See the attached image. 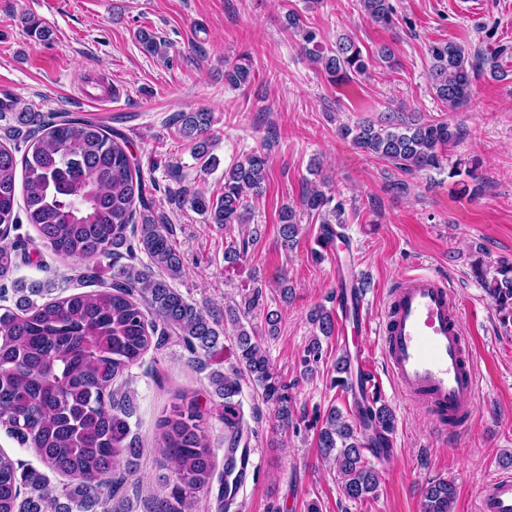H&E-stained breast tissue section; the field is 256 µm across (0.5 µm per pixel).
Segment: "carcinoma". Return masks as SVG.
<instances>
[{"label":"carcinoma","instance_id":"1","mask_svg":"<svg viewBox=\"0 0 512 512\" xmlns=\"http://www.w3.org/2000/svg\"><path fill=\"white\" fill-rule=\"evenodd\" d=\"M360 10L373 21L393 23L391 0H358ZM288 29L299 34L303 49L337 82L366 75L373 58L363 54L356 39L341 34L331 47L322 45L316 33L304 27L295 13L286 16ZM137 41L151 55L166 54V42L141 28ZM429 76L435 96L451 107L465 105L481 59L453 42H434L428 48ZM512 57V45L499 44L490 53V76L504 79L508 71L498 59ZM0 112L14 113L18 127L12 137L24 135L25 151L16 158V147L0 143V239L26 222L39 243L64 262L72 263L66 282L86 283L97 278L100 262L112 260V282L86 293L54 297L38 304L22 295L15 306H0V426L20 443L34 448L52 472L69 478L61 491L45 475L26 469L0 451V512H98L119 487L112 475L132 464L139 448L130 439L129 413L118 399L114 382L144 354L173 338L191 354L192 361L210 355L220 345L225 324L235 328L237 365L231 372L210 376L214 394L221 400L229 452L249 448L241 403V380H251L262 401L274 408L282 427L293 425L289 405L290 385L270 364L265 341L278 332V315L266 313L267 329H247L243 318L260 306L262 288L245 296L244 307L224 306L210 312L188 301L169 281L182 277L183 256L173 231L172 213L156 203V182L146 184L139 163L122 133L89 117L48 116L33 112L21 101L5 95ZM182 137L193 143L195 159L209 170L216 158L208 136L211 114L183 112L179 116ZM341 134L363 151L392 162L404 172L437 168L441 150L456 143L460 129L444 122L388 112L379 121H366ZM23 172V204L16 197V170ZM267 158L255 152L224 170L223 192L211 195L192 183L179 184L169 196L187 203L209 224H244L250 219L249 196L265 189ZM332 201L321 187L311 186L301 205L321 213ZM25 218H20L18 209ZM300 225L295 211L285 206L280 213L282 244L297 242ZM253 236L242 237L224 249V261L234 264L247 257ZM24 238L0 249V277L6 276L18 254L26 252ZM148 263L140 264L139 254ZM126 258L127 264H119ZM502 322L512 320V263L475 265ZM311 324L318 336L305 350L303 365L312 370L321 358V338L334 332L332 312L322 306L311 310ZM334 386L356 394L363 377L352 378L347 357L336 358ZM162 420L163 452L173 464L176 484L170 498L159 500L149 512H189L202 496L218 486L220 508L230 509L236 491L227 476L235 459L227 457L224 470L216 471L214 452L203 426L195 395ZM358 419L349 420L336 407L322 417L318 448L334 456L343 497L363 502L374 496L379 473L367 454L389 447L395 428L392 410L366 400L355 401ZM66 502H61V499ZM456 483L442 478L427 483L422 491V512H451Z\"/></svg>","mask_w":512,"mask_h":512}]
</instances>
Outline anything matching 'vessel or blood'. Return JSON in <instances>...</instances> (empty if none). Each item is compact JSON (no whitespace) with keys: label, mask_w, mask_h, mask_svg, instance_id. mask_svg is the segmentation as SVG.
<instances>
[{"label":"vessel or blood","mask_w":512,"mask_h":512,"mask_svg":"<svg viewBox=\"0 0 512 512\" xmlns=\"http://www.w3.org/2000/svg\"><path fill=\"white\" fill-rule=\"evenodd\" d=\"M459 315L451 286L430 274H409L393 293L382 332L384 359L398 387L452 432L471 420L478 389ZM476 512H512V476L490 477L478 492Z\"/></svg>","instance_id":"b4317fda"}]
</instances>
